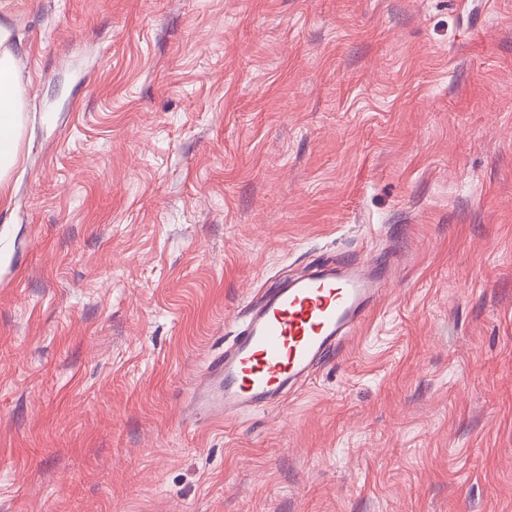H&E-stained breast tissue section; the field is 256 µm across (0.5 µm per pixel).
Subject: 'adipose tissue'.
Masks as SVG:
<instances>
[{
	"instance_id": "adipose-tissue-1",
	"label": "adipose tissue",
	"mask_w": 512,
	"mask_h": 512,
	"mask_svg": "<svg viewBox=\"0 0 512 512\" xmlns=\"http://www.w3.org/2000/svg\"><path fill=\"white\" fill-rule=\"evenodd\" d=\"M8 27L0 23V185L14 168L22 134L24 99L17 58L8 48Z\"/></svg>"
}]
</instances>
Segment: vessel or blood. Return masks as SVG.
<instances>
[{
    "label": "vessel or blood",
    "mask_w": 512,
    "mask_h": 512,
    "mask_svg": "<svg viewBox=\"0 0 512 512\" xmlns=\"http://www.w3.org/2000/svg\"><path fill=\"white\" fill-rule=\"evenodd\" d=\"M384 285L375 267L343 261L266 289L190 387L197 422L265 407L307 380L364 326Z\"/></svg>",
    "instance_id": "vessel-or-blood-1"
}]
</instances>
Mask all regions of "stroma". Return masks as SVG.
Returning a JSON list of instances; mask_svg holds the SVG:
<instances>
[{
	"instance_id": "stroma-1",
	"label": "stroma",
	"mask_w": 512,
	"mask_h": 512,
	"mask_svg": "<svg viewBox=\"0 0 512 512\" xmlns=\"http://www.w3.org/2000/svg\"><path fill=\"white\" fill-rule=\"evenodd\" d=\"M0 512H512V0H0ZM391 261L267 410L260 289ZM8 27L0 23V187L14 168L22 134L24 99L16 55L6 46Z\"/></svg>"
}]
</instances>
